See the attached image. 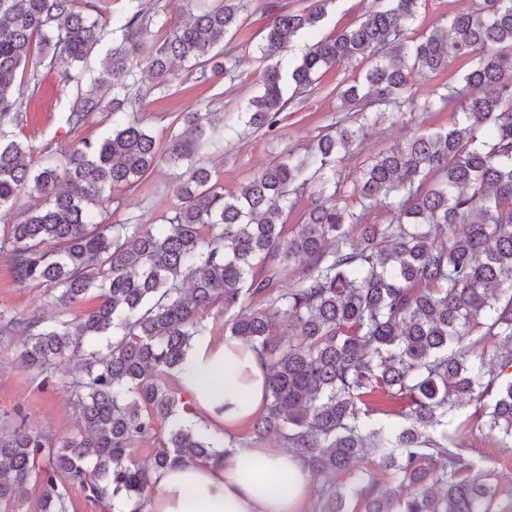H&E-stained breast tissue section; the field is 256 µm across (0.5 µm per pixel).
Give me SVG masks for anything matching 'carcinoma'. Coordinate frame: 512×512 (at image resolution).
<instances>
[{
  "label": "carcinoma",
  "instance_id": "1",
  "mask_svg": "<svg viewBox=\"0 0 512 512\" xmlns=\"http://www.w3.org/2000/svg\"><path fill=\"white\" fill-rule=\"evenodd\" d=\"M121 38L78 89L65 122L88 125L108 107L110 130L80 139L34 167L30 146L0 139V213L31 204L0 233L15 281L52 291L58 314L11 315L19 361L76 397L78 431L58 439L24 423L0 430V507L68 512L70 489L102 512H143L165 471L224 464V427L183 402L181 374L207 311L221 307L224 336L268 368L267 407L251 425L319 479L346 472L351 486L320 490V512H512L494 469L471 459L474 432L512 456V0H472L444 25L415 33L423 0H371L360 21L311 44L291 68L281 56L317 26L335 0L279 7L262 45L260 89L237 116L183 112L164 151L129 111L139 104L138 60L157 14L129 0ZM250 0H184L181 19L155 48L157 85L171 64L232 75L216 49ZM110 25L96 0H0V127L23 121L24 71L38 81L46 58L81 82ZM361 57L364 82L336 91L339 115L304 152L261 169L235 193L202 165L224 132L275 130L319 73ZM466 69L418 100L414 75ZM412 112H451L448 127L405 138L378 154L352 184L338 166L370 126ZM183 168L165 224L110 222L116 195L157 162ZM351 197L355 206L342 205ZM299 224L288 215L302 198ZM294 268L291 288L280 271ZM96 294L97 305L71 309ZM406 401L401 421L369 423L379 394ZM152 446L148 462L134 451ZM387 481L362 468L366 449Z\"/></svg>",
  "mask_w": 512,
  "mask_h": 512
}]
</instances>
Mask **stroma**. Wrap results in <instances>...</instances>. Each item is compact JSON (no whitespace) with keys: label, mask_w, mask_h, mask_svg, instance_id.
Listing matches in <instances>:
<instances>
[{"label":"stroma","mask_w":512,"mask_h":512,"mask_svg":"<svg viewBox=\"0 0 512 512\" xmlns=\"http://www.w3.org/2000/svg\"><path fill=\"white\" fill-rule=\"evenodd\" d=\"M268 0H252L244 14L239 32L232 38L233 78L221 76L200 81L188 65L174 64V79L168 86H157L151 76H143L145 94L134 111L135 119L154 136L159 146H166L177 129L176 117L186 111L237 113L258 89L265 67L257 53L264 29L272 14ZM368 64L363 60H345L322 71L314 89L295 100L283 114L278 129L268 134L232 136L224 141L223 154L213 155L208 166L225 191H237L258 170L285 151L306 145L334 120L339 101L333 91L361 80ZM38 85L23 84L21 110L23 124L10 127L11 137L29 144L32 162L46 153H60L79 137L101 138L107 130L98 122L78 131H70L65 122L76 96L75 83L65 81L60 70L39 66ZM447 112H415L402 121L373 126L368 138L349 154L340 168L349 178H357L364 165L379 152L392 147L404 137L430 128L448 126ZM178 172L166 164L154 167L135 191L121 194V205L114 212L116 222L140 220L161 224L172 216L177 203L174 188ZM50 297L38 285L22 286L15 282L7 257L0 256V310L26 314L49 310ZM18 339L0 327V426H13L24 420L32 430L57 438L70 435L76 424L75 399L64 390L42 385L39 375L20 365Z\"/></svg>","instance_id":"obj_1"}]
</instances>
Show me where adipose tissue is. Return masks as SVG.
Masks as SVG:
<instances>
[{
    "label": "adipose tissue",
    "instance_id": "obj_1",
    "mask_svg": "<svg viewBox=\"0 0 512 512\" xmlns=\"http://www.w3.org/2000/svg\"><path fill=\"white\" fill-rule=\"evenodd\" d=\"M183 383L196 408L232 429L266 407V369L237 340H201L191 350ZM223 414H216V405ZM313 476L273 448H237L223 466H181L161 475L150 512H300Z\"/></svg>",
    "mask_w": 512,
    "mask_h": 512
}]
</instances>
